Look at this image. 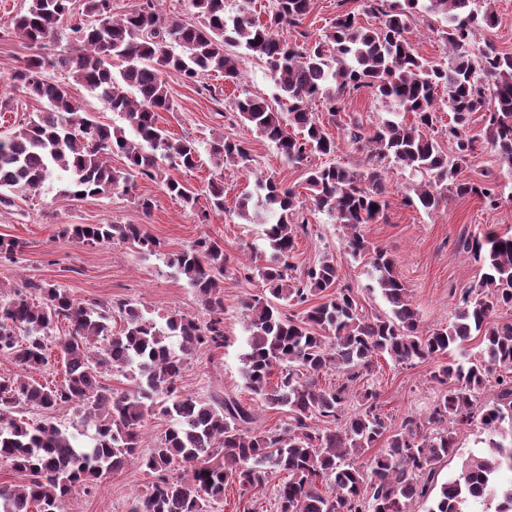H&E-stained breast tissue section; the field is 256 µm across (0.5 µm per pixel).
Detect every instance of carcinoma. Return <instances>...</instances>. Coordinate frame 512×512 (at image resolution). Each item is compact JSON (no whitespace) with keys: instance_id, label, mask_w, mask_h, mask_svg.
I'll list each match as a JSON object with an SVG mask.
<instances>
[{"instance_id":"obj_1","label":"carcinoma","mask_w":512,"mask_h":512,"mask_svg":"<svg viewBox=\"0 0 512 512\" xmlns=\"http://www.w3.org/2000/svg\"><path fill=\"white\" fill-rule=\"evenodd\" d=\"M243 2L229 14L226 0H189L197 15L190 22L165 13L160 0H136L120 16L112 14V0H26L12 18V31L36 52L12 73L9 87L44 109L0 138V205H12L13 194L37 192L62 173V196L72 200L129 192L149 180L194 207L195 192L166 176L157 162L162 156L186 169L200 162L193 141L174 139L158 126V113L174 111L162 72L196 84L214 72L237 84L238 56L226 50L236 46L266 64L278 107L246 94L234 99V109L289 164L308 165L311 206L275 178H260L258 207L249 208L247 195L239 214L249 222L276 218L266 230L270 263L232 265L224 246L206 235L164 257L195 290L205 321L174 311L160 325L136 305L81 303L66 288L28 279L8 292L0 289V357L21 370L43 368L53 332L68 325L56 339L65 361L63 383L0 377V462L22 477L0 486V512H65L75 494L92 493L104 474L133 463L157 480L130 512H208L224 500L227 487L263 489L274 479L275 512H414L421 503L427 504L424 512H469L475 500L496 503L494 512H512V478L500 481L502 473L512 474V439L496 438L501 424L512 422V322L492 320L496 311L512 308V234L459 240L486 272L461 298L451 324L422 330L394 260L364 233L365 225L386 219L388 163L422 176L407 197L410 205L431 210L452 193L475 196L490 210L500 206L491 183L459 178L480 142L512 168V53L473 43L475 31L496 27L498 16L474 7L476 0H363L376 25L366 27L354 12H344L315 39L302 28L311 0H273L262 21L254 18L253 0ZM76 12L84 20L72 27L71 49L44 53ZM415 12L445 21L448 62L416 53L407 37ZM285 26L298 30L301 42L285 39ZM173 42L180 52L169 50ZM49 69L72 73L126 127L104 125L82 110L68 84L46 76ZM363 92L385 103L393 118L370 127L358 115H345V99ZM316 99L325 113L310 107ZM442 106L452 119L439 139L434 121ZM476 113L483 121L478 131ZM327 121L342 125L347 140L365 148L363 166L333 162L338 143ZM112 154L125 158L123 168L108 163ZM208 155L221 169L250 162L244 145L222 133L211 140ZM315 212L346 230L345 248L368 260L390 314H363L353 289L340 284L334 258L294 262L296 236L308 233ZM61 233L86 245L117 240L160 252L161 242L139 224H66ZM19 247L17 239L0 240V264L16 262ZM233 272L262 286L242 302L249 331L242 378L262 407L288 415L266 430L254 427L256 408L233 396L204 401L179 392L188 359L200 349L224 347V276ZM318 295L322 302L312 303ZM290 306L303 310L288 315ZM116 312L123 322L117 333ZM475 339L478 351L469 355ZM453 349L463 358L448 357ZM380 358L397 366L437 362L429 383L438 393L424 417H406L388 448L361 464L365 449L390 429L371 382ZM333 370L336 383L321 386L319 379ZM110 372L130 376L133 390L114 391L104 379ZM491 381L497 394L481 404ZM66 404L94 429L91 446H76L52 421L22 417L25 409L48 416ZM155 412L173 425L143 454L141 429ZM476 422L488 433L487 450L469 455L457 478L436 486L442 465L460 453L457 431ZM322 485L332 492H321Z\"/></svg>"}]
</instances>
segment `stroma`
Returning a JSON list of instances; mask_svg holds the SVG:
<instances>
[{"mask_svg":"<svg viewBox=\"0 0 512 512\" xmlns=\"http://www.w3.org/2000/svg\"><path fill=\"white\" fill-rule=\"evenodd\" d=\"M23 6L24 0H0V80L9 78L30 54L28 44L12 31L11 20ZM443 26L439 17L412 15L408 37L420 56L447 61ZM239 59V83L224 82L217 74L205 77V84L217 89L212 96L175 73H165L174 109L160 113L158 124L174 138L193 140L202 151L218 132L241 140L252 158L249 167L218 170L204 159L195 169L186 170L160 160V167L169 177L198 190L200 197L193 209L151 181L139 182L137 190L130 193L115 190L105 197L76 201L60 196V185L55 181L39 193L17 194L13 206L0 207V236L20 240L24 249L16 265H0V281L10 284L25 278L46 280L69 289L76 301L130 302L160 321L174 310L196 318L204 314L193 289L170 273L163 253L180 251L199 236L207 235L223 244L234 257L256 265L267 264L270 253L265 248L266 226L241 218L238 203L254 192L261 176H273L288 186L304 189L307 169L289 165L269 141L239 120L232 108L236 95L246 89L265 96L274 91L263 62L244 53ZM461 176L498 185L503 197L500 206L490 210L477 197L454 195L431 211L408 205L405 198L418 178L409 169L393 164L386 169L388 219L365 227L370 242L394 259L426 329L448 325L461 296L474 289L484 273L481 265L460 250L459 238L489 231L512 233V169L502 166L495 154L485 148L462 170ZM212 181L224 185V209L220 212L210 209L205 195ZM142 197L152 201L149 212H142L138 206ZM203 209L209 212L204 223L198 219ZM310 221L309 233L298 239L297 262L308 264L323 255L333 257L341 284L355 289L365 312L389 313V304L372 286L367 261L348 253L339 226L323 213L312 214ZM66 224H139L159 239L162 252L149 256L119 242L86 246L62 236L61 229ZM244 293V287L233 276H226V342L222 349L200 350L191 356L181 380L183 393L206 398L224 392L245 402L250 400L241 375L248 337L242 308ZM431 368L428 361L413 366L381 362L374 380L392 428H399L407 416L428 411L435 397L428 382ZM153 480L152 474L134 465L109 472L100 480L96 492L72 498L68 510L129 512L134 498L145 494Z\"/></svg>","mask_w":512,"mask_h":512,"instance_id":"1","label":"stroma"}]
</instances>
